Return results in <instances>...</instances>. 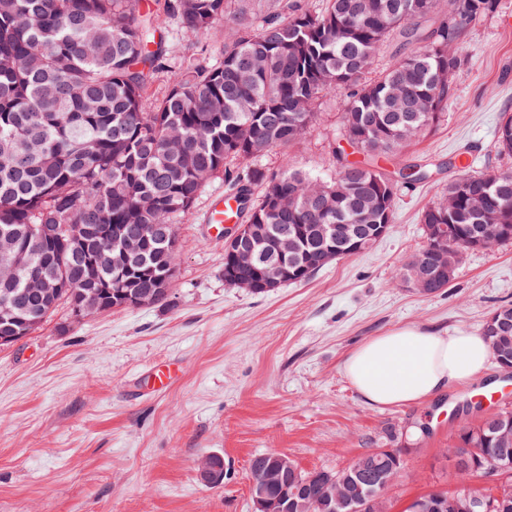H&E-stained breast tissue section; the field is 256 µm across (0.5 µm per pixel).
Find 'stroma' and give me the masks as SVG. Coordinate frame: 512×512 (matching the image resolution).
I'll return each mask as SVG.
<instances>
[{
    "mask_svg": "<svg viewBox=\"0 0 512 512\" xmlns=\"http://www.w3.org/2000/svg\"><path fill=\"white\" fill-rule=\"evenodd\" d=\"M471 22L454 44L461 60L445 117L381 160L420 162L432 176L401 189L389 233L370 249L326 265L308 281L254 295L224 283V238L207 224L223 178L174 220L179 242L172 308L115 309L82 323L59 310L32 335L0 347V512H252L248 471L259 454H287L304 471L339 469L372 448L407 449L391 488L393 512L422 492L460 482L448 450L459 427L479 422L473 390L500 389L488 362L479 375L411 405L367 403L342 372L362 343L405 326L438 334L480 332L512 305V243L468 252L452 283L423 295L398 276L425 236L422 209L465 156L478 171L512 170L491 150L512 113V0ZM167 67L148 102L166 94L185 58L219 63L224 26L193 35L169 27ZM347 98L322 97L304 137L260 157L335 174L332 153ZM171 374L166 386L158 367ZM224 459V483L198 477L206 456Z\"/></svg>",
    "mask_w": 512,
    "mask_h": 512,
    "instance_id": "1",
    "label": "stroma"
}]
</instances>
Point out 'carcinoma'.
<instances>
[{"instance_id":"1","label":"carcinoma","mask_w":512,"mask_h":512,"mask_svg":"<svg viewBox=\"0 0 512 512\" xmlns=\"http://www.w3.org/2000/svg\"><path fill=\"white\" fill-rule=\"evenodd\" d=\"M496 0H452L451 13L425 29L436 0H327L312 13L290 0H164L143 13L140 0H0V237L13 239L24 265L0 279V306L45 323L59 307L73 312L90 300L84 261L109 251L106 230L141 239L130 270H101L118 290L135 279L149 306L168 307L177 250L152 232L166 231L186 213L207 181L224 176L237 200L240 224H263L300 233L292 260L305 268L298 282L323 266L328 240L319 225L362 241L377 238L373 224H393L400 185L428 173L407 164L392 173L375 158L396 153L443 117L461 66L448 44L462 27L494 12ZM192 34L222 21V61L202 66L188 59L153 107L145 98L164 71L166 19ZM408 51L375 70L376 52L393 32ZM344 90L335 155L339 171L314 176L285 161L277 169L239 167L300 139L315 118L320 97ZM367 156L349 160L343 144ZM492 148L512 154V114H504ZM477 190L490 211L470 206L459 192ZM442 199L428 204L420 223L444 224L447 236L425 235L424 245L481 248L491 224H512V178L498 171L470 173L448 182ZM33 272L64 278L69 287L47 296L26 287ZM101 312L116 305L98 296ZM499 332L512 336V306L494 311ZM486 441L468 446L465 433L451 448L470 470L464 481L499 463L498 435L512 431V410L481 422ZM351 487L359 476L381 474L370 449L340 470ZM308 512H346L333 501L318 471H300Z\"/></svg>"}]
</instances>
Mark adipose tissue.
I'll return each instance as SVG.
<instances>
[{"label": "adipose tissue", "instance_id": "ef3b65f1", "mask_svg": "<svg viewBox=\"0 0 512 512\" xmlns=\"http://www.w3.org/2000/svg\"><path fill=\"white\" fill-rule=\"evenodd\" d=\"M489 356L484 338L471 332L438 335L401 327L353 350L343 373L371 405H407L472 379L485 369Z\"/></svg>", "mask_w": 512, "mask_h": 512}]
</instances>
